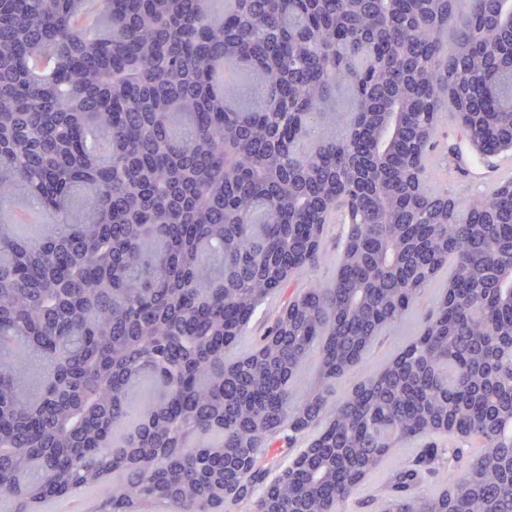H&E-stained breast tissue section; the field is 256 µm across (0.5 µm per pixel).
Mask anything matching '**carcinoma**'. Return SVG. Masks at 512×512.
I'll return each instance as SVG.
<instances>
[{
	"instance_id": "1",
	"label": "carcinoma",
	"mask_w": 512,
	"mask_h": 512,
	"mask_svg": "<svg viewBox=\"0 0 512 512\" xmlns=\"http://www.w3.org/2000/svg\"><path fill=\"white\" fill-rule=\"evenodd\" d=\"M0 0V498L34 512L81 489L99 512H208L224 449L263 507L275 443L321 427L284 512L345 502L352 476L415 439H473L464 471L417 491L445 449L400 468L380 512H512V179L466 214L429 186L451 112L512 133V33L477 0ZM50 55L48 76L30 60ZM350 132L323 123L336 86ZM400 132L385 129L387 107ZM27 197L59 220L30 239ZM347 225L334 279L291 294L249 355L258 308ZM448 270L423 330L343 403L328 387ZM314 386L290 387L312 351ZM159 388L146 407L128 395ZM150 459V468L140 461Z\"/></svg>"
}]
</instances>
